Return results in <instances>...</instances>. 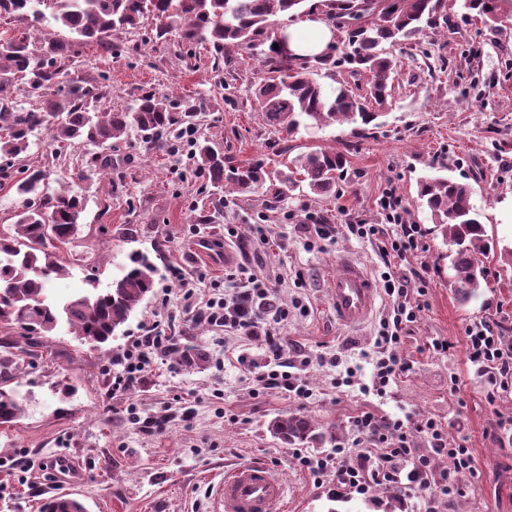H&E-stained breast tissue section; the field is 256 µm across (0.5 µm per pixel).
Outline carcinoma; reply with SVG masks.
<instances>
[{
  "label": "carcinoma",
  "instance_id": "obj_1",
  "mask_svg": "<svg viewBox=\"0 0 512 512\" xmlns=\"http://www.w3.org/2000/svg\"><path fill=\"white\" fill-rule=\"evenodd\" d=\"M307 0H0V13L38 25L43 37L30 38L0 32V93L17 80L26 86L27 97L38 107L16 101H0V156L18 161L31 145L37 130H46L58 144L89 143L112 146L131 131L176 137L182 120L174 104L164 96L145 93L132 108L96 112L94 103L107 85L73 81L60 85L66 67L75 58V46L94 43L112 49V32L137 28L144 13L158 21L156 38L179 33L188 45H208L221 52L226 45H245L256 51L271 76L254 84L263 121L294 135L300 127L327 125L336 121L367 126L379 117L393 94L398 59L388 48L419 42L449 25L448 0H336L332 21L346 28L347 48L340 56L318 57L330 68H343L352 78L366 76V83L342 82L331 90L313 77L293 57L274 49L269 29L275 18L293 22L309 12ZM467 14L511 32L497 18H512V0H462ZM61 28L70 34L62 40ZM198 165L217 187L249 191L263 187L269 172L259 162L242 166L224 164V153L204 140L195 145ZM347 164L335 150H315L291 161L288 175L280 180L276 198L282 199L300 183L310 193L326 195L336 186V176ZM45 174L28 169L13 180L22 210L9 231H0V323L18 325L31 334L47 336L65 320L72 332L94 348H103L138 309L155 286V268L139 252L128 256L129 264L109 287H92L65 302L49 296V284L62 271L58 251L78 239L84 198L71 192L49 195ZM418 197L432 223L449 245L453 284L466 299L487 283L485 258L491 247L484 224L471 204L468 184L443 176L418 181ZM15 344L0 354V426L10 427L23 413V405L12 390L1 388L20 369ZM271 428L279 438L308 444L321 438L310 418L290 414L275 419ZM44 512H86L73 497L59 496L45 505Z\"/></svg>",
  "mask_w": 512,
  "mask_h": 512
}]
</instances>
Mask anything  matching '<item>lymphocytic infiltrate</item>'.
<instances>
[{"label": "lymphocytic infiltrate", "mask_w": 512, "mask_h": 512, "mask_svg": "<svg viewBox=\"0 0 512 512\" xmlns=\"http://www.w3.org/2000/svg\"><path fill=\"white\" fill-rule=\"evenodd\" d=\"M381 208L385 223L351 224L347 227L348 233L363 239H384L381 251L386 256L401 257L422 249L424 232L420 225L406 223L401 198L387 194L381 200ZM169 277L179 293L180 318L206 321L223 329L225 334L256 344L267 367L266 374L260 377L261 382L301 400L310 398L306 383L293 371L294 360L281 336L288 311L272 300L276 281L264 273L240 267L226 273L224 280L228 288L224 293L203 301L195 279L177 269L170 270ZM380 279L392 301V309L380 319L372 342L363 352L372 364L371 389L379 395L386 393L413 367L412 362L400 354L399 347L403 330L415 321L421 308L407 278L387 270L381 272ZM175 320L170 317L145 326L142 334L117 358V368L112 372L113 393L123 396L133 393L157 358L172 349L174 339L170 332L175 328ZM464 342L470 366L491 374L498 391L511 390L512 347H505L500 323L485 319L468 324ZM351 427L356 436V449L339 447L326 455L292 449V457L315 483H323L332 476L337 487L344 490L365 494L382 489L397 496L415 495L429 503L458 495L460 474L475 470L471 449L462 444L449 447L444 429L435 418H425L418 426L431 444L432 452L428 455L414 454L402 419L364 409L352 417ZM437 457L448 458L450 468L434 471L433 460Z\"/></svg>", "instance_id": "f902f5d3"}]
</instances>
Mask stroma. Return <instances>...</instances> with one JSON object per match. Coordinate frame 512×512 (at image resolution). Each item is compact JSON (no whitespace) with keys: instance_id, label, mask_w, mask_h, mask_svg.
I'll return each mask as SVG.
<instances>
[{"instance_id":"35a3bbf8","label":"stroma","mask_w":512,"mask_h":512,"mask_svg":"<svg viewBox=\"0 0 512 512\" xmlns=\"http://www.w3.org/2000/svg\"><path fill=\"white\" fill-rule=\"evenodd\" d=\"M447 32L429 36L423 50L393 47L400 60L393 96L377 125L330 124L281 133L265 125L252 88L266 69L240 46L215 52L186 47L177 34L155 39L156 19L144 15L136 29L112 35L111 52L84 46L70 66L75 80L108 77L98 111L132 107L146 92L167 94L182 104L205 102L192 126L228 163H263L270 178L250 193L214 187L183 142L159 148L154 138L132 132L109 151L111 167L100 171L92 146L51 152L46 131L32 138L21 164L44 168L49 193L63 190L86 199L80 240L90 255L79 261L61 248L63 275L53 280L63 299L89 286L108 287L119 277L129 253L147 254L157 268L155 288L121 331L98 351L60 324L25 358L10 381L24 408L12 427H0V512H41L43 503L68 494L87 512H214L215 491L225 469L263 460L286 485L288 512H512V395L487 403L488 381L465 363L467 324L494 318L512 344V273L487 259L488 283L468 300L451 286L448 246L417 197V182L442 175L468 183L471 202L489 237L512 242V36L498 34L466 14L450 9ZM337 149L346 169L333 191L316 196L307 187L275 201L281 172L300 154ZM401 196L407 222L426 232L425 250L394 259L399 275L425 273L424 306L405 331L401 352L413 362L384 396L337 393L336 368L315 363L302 376L313 396L300 403L278 389H265L261 350L248 346V360L231 357L237 342L222 330L184 323L177 345L146 373L130 398L113 396L107 368L114 357L155 319L178 312V295L167 274L178 267L201 280L199 298L223 288L225 227L240 237L232 248L235 264L283 279L276 301L287 308L282 330L290 348L307 354L340 352L370 380L362 359L374 324L350 329L337 324L327 302V283L338 261L353 256L369 269L380 262L377 242L350 235L351 224L384 223L380 200L387 190ZM316 214L336 227L334 238L310 240L303 226ZM264 224L274 247L251 244L252 227ZM210 252H197L199 238ZM444 337L455 351L437 355L428 341ZM459 374L458 395L448 391ZM135 413H128V406ZM408 418L411 425L430 416L439 421L449 446L465 444L475 458V474L461 477L454 500L397 499L377 492L346 493L335 479L315 484L293 459L270 423L291 413L308 416L323 440L307 450L327 454L351 446L350 419L357 411ZM164 417L159 432L143 420ZM68 460L72 471L59 478L52 462Z\"/></svg>"}]
</instances>
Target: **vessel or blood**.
<instances>
[{
    "instance_id": "b4317fda",
    "label": "vessel or blood",
    "mask_w": 512,
    "mask_h": 512,
    "mask_svg": "<svg viewBox=\"0 0 512 512\" xmlns=\"http://www.w3.org/2000/svg\"><path fill=\"white\" fill-rule=\"evenodd\" d=\"M328 305L338 324L356 328L373 314L380 286L367 267L343 256L329 279ZM285 499L282 477L270 465L257 462L224 473L215 512H278Z\"/></svg>"
}]
</instances>
